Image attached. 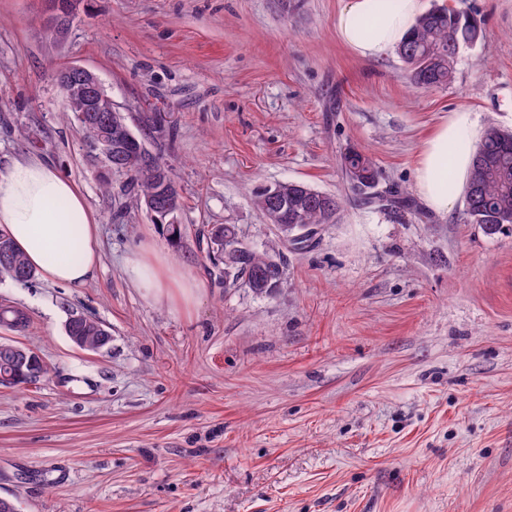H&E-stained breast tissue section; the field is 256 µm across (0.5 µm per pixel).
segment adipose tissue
<instances>
[{"instance_id": "adipose-tissue-1", "label": "adipose tissue", "mask_w": 512, "mask_h": 512, "mask_svg": "<svg viewBox=\"0 0 512 512\" xmlns=\"http://www.w3.org/2000/svg\"><path fill=\"white\" fill-rule=\"evenodd\" d=\"M422 0H342L336 35L355 57L378 60L405 39L422 13ZM478 131L461 109L434 128L416 158L417 192L440 215L452 208L471 167ZM0 225L43 279L70 286L91 280L100 266L99 227L76 183L36 155L0 168ZM125 272L145 297L160 300L176 275L165 254L141 243L125 258Z\"/></svg>"}]
</instances>
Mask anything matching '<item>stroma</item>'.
<instances>
[{
	"instance_id": "1",
	"label": "stroma",
	"mask_w": 512,
	"mask_h": 512,
	"mask_svg": "<svg viewBox=\"0 0 512 512\" xmlns=\"http://www.w3.org/2000/svg\"><path fill=\"white\" fill-rule=\"evenodd\" d=\"M477 18L447 86L418 89L397 54L352 56L341 0H84L63 41L45 0H0V165L30 154L73 180L100 226L85 285L0 275L40 380L0 386V497L20 512H512V235L418 197L415 160L457 109L512 129V0H422ZM93 71L120 112H164L183 206L179 245L135 207L85 141L53 79ZM371 155L377 191L352 199L341 154ZM297 181L344 204L307 250H285L272 298L204 258L214 224L268 249L252 191ZM153 240L197 284L155 301L123 271ZM107 348H76L72 316ZM70 328V333L72 336H69L71 342L77 348H83L77 339L74 336H78L85 348L84 350L90 352H97L101 349L105 348L102 345V336H110L111 333L103 327L98 321L95 319H91L84 316L73 317L67 323ZM79 348V349H80Z\"/></svg>"
}]
</instances>
